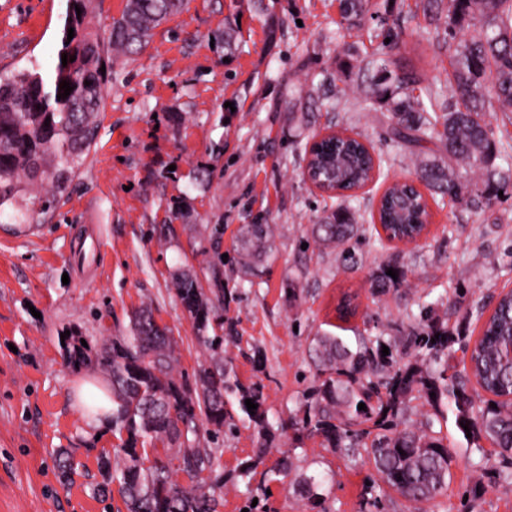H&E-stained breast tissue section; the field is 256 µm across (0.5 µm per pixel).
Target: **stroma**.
<instances>
[{"label": "stroma", "instance_id": "35a3bbf8", "mask_svg": "<svg viewBox=\"0 0 512 512\" xmlns=\"http://www.w3.org/2000/svg\"><path fill=\"white\" fill-rule=\"evenodd\" d=\"M373 3L348 29L337 0H185L140 54L114 65L95 142L68 191L26 231L0 214V512H120L119 496L97 492L100 457L120 437L88 434L73 386L98 369L95 338L144 303L171 328L183 370L204 362L172 284L179 267L205 286L220 270L233 291L223 315L240 342L227 354L242 383L263 385L274 423L304 400L316 333L399 336L423 302L449 311L450 328L476 330L497 294L512 290V190L483 211L428 196L431 220L416 245L370 236L369 213L384 188L414 171L412 149L392 139L390 113L362 101L358 75L344 64L387 54L442 89L451 72L447 48L425 32V0ZM65 11L66 0H0V76L49 74ZM230 24L239 48L228 62L221 36ZM387 31L398 33L397 48L384 45ZM326 75L342 92L321 103L308 92ZM330 128L361 134L380 162L356 194L361 229L343 251L306 235L325 202L304 181L302 156L312 135ZM244 224L275 227L274 252L253 280L233 246ZM395 262L407 269L409 289L374 295L372 271ZM301 267L303 298L293 307L285 290ZM347 294L357 309L343 320L336 306ZM79 337L90 346L77 361L69 353ZM441 431L454 453L447 495L418 509L392 493L385 512H512V483L492 476L491 443L468 450L454 422ZM217 445L230 477L258 440L244 420ZM64 448L76 461L65 484L56 464ZM285 450L294 467L271 482L270 512H309L296 491L302 473L322 480L328 512H371L374 471L364 449L324 448L310 437L295 449L283 438L268 463Z\"/></svg>", "mask_w": 512, "mask_h": 512}]
</instances>
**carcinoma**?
<instances>
[{
	"label": "carcinoma",
	"instance_id": "obj_1",
	"mask_svg": "<svg viewBox=\"0 0 512 512\" xmlns=\"http://www.w3.org/2000/svg\"><path fill=\"white\" fill-rule=\"evenodd\" d=\"M61 47L50 80L22 70L0 78V211L14 209V220L27 221L26 195L34 186H48L33 196L45 211L65 193L88 155L95 137V116L104 103L108 72L118 57L142 50L162 22L180 12L183 0H125L112 22L108 43L100 41L86 23L90 0H67ZM343 18L356 21L370 12L372 0H339ZM81 13H76L75 7ZM434 22L448 26L453 95L443 112L431 90L417 95L423 78L415 70L385 57L366 63L374 71L360 90L364 101L387 107L394 138L413 145L437 138L448 161L416 155L415 177L429 191L459 199L473 207H489L498 192L512 187V165L496 163L505 149L495 138L489 109L512 113V0H427ZM74 37L67 39L68 29ZM69 62L62 64V55ZM105 71H100V68ZM73 87L62 93L60 82ZM91 85H85V82ZM373 147L360 134L336 138L311 152L308 166L335 190L336 202L310 235L324 248H342L358 236L359 209L343 191L363 185L373 168ZM378 220L395 237L419 234L429 217L419 190L396 183L386 188L377 209ZM270 224H244L236 241L238 262L254 272L269 256ZM397 278L387 275L388 269ZM176 294L192 320L197 347L209 362L188 374L179 367L178 342L160 326L153 308L143 304L129 315L126 326L100 337L99 370L112 384V431L126 434L102 468L108 483L119 486L127 512H220L224 506L222 449L201 445L238 426L231 398L253 424L259 448L241 465L236 477L251 485L267 460L276 434L294 431L321 439L324 448L365 449L378 480L369 486L368 505L377 508L392 490L413 503L432 501L447 492L452 481L453 455L444 438L432 430L434 421L453 415L458 429L468 425L470 446L489 440L498 448L495 477L512 483V400L477 404L471 385L476 380L496 395L512 394V360L505 347L512 340V297L504 295L483 324L481 336L448 331V320L423 305L409 320L403 360L392 349V338L359 336L355 343L330 332H319L310 345L313 382L301 413L277 425L268 420L263 386L238 380L224 345L237 341L235 324L214 314V303L233 298L224 288L220 270L212 288L202 287L191 269L174 273ZM374 292L385 295L408 286L407 270L388 263L372 274ZM471 351L470 370L448 374L451 345ZM389 355L382 356V347ZM258 404L249 412L245 400ZM427 408L423 420L406 424L410 403ZM363 403L366 409H358ZM162 443L164 455L153 454ZM185 474L191 483L177 478ZM300 495L311 509L322 506V482L302 475Z\"/></svg>",
	"mask_w": 512,
	"mask_h": 512
}]
</instances>
